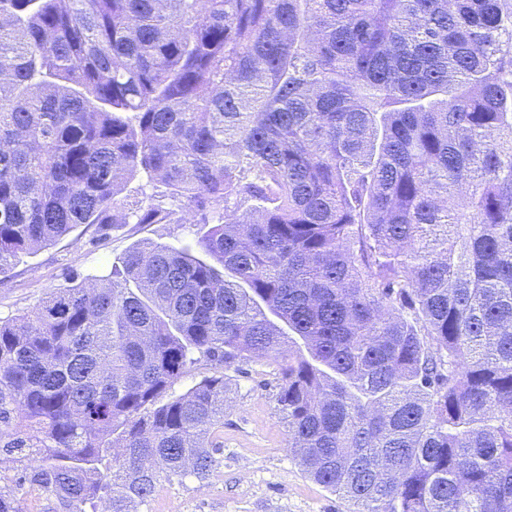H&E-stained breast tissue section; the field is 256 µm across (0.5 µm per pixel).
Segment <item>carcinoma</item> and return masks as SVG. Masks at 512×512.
<instances>
[{
	"label": "carcinoma",
	"mask_w": 512,
	"mask_h": 512,
	"mask_svg": "<svg viewBox=\"0 0 512 512\" xmlns=\"http://www.w3.org/2000/svg\"><path fill=\"white\" fill-rule=\"evenodd\" d=\"M141 172L220 215L205 258L1 321V460L133 512L221 451L227 378L169 394L195 355L271 358L353 512H512V0H0V273L171 221L118 199Z\"/></svg>",
	"instance_id": "1"
}]
</instances>
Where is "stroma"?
<instances>
[{
    "label": "stroma",
    "mask_w": 512,
    "mask_h": 512,
    "mask_svg": "<svg viewBox=\"0 0 512 512\" xmlns=\"http://www.w3.org/2000/svg\"><path fill=\"white\" fill-rule=\"evenodd\" d=\"M124 197L159 201L174 211L173 224H81L55 243L20 255L0 274V320L18 318L40 306L49 293L67 286L71 275L92 281L121 269L131 246L195 244L209 230L189 214L185 200L166 196L162 184L140 175L130 180ZM229 380L224 406V446L207 479L176 477L163 483L137 512H351L349 502L313 481L287 450L288 431L276 402V382L269 360L251 359L223 368L201 358L175 381L172 394L185 393L207 376ZM24 466L0 464V485L12 490L21 512H55L53 497L19 484Z\"/></svg>",
    "instance_id": "1"
}]
</instances>
